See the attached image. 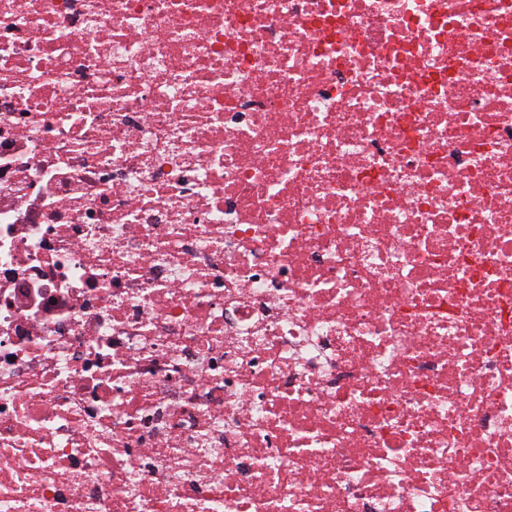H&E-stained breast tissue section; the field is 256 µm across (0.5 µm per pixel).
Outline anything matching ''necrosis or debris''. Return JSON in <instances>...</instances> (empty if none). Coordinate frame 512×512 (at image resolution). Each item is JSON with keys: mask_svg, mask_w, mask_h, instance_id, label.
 I'll list each match as a JSON object with an SVG mask.
<instances>
[{"mask_svg": "<svg viewBox=\"0 0 512 512\" xmlns=\"http://www.w3.org/2000/svg\"><path fill=\"white\" fill-rule=\"evenodd\" d=\"M0 512H512V0H0Z\"/></svg>", "mask_w": 512, "mask_h": 512, "instance_id": "necrosis-or-debris-1", "label": "necrosis or debris"}]
</instances>
